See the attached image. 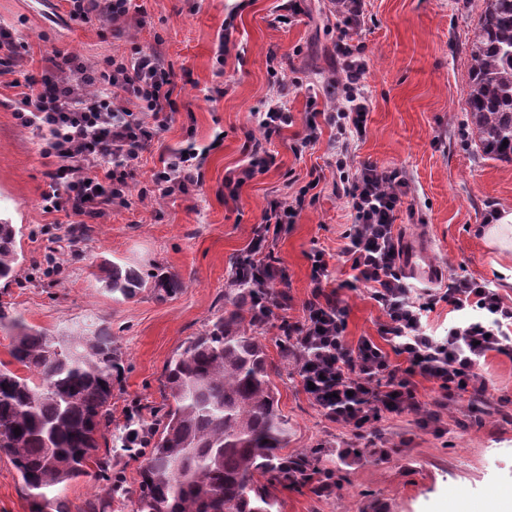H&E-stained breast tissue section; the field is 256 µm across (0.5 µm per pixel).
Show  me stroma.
Returning <instances> with one entry per match:
<instances>
[{"label": "stroma", "instance_id": "1", "mask_svg": "<svg viewBox=\"0 0 512 512\" xmlns=\"http://www.w3.org/2000/svg\"><path fill=\"white\" fill-rule=\"evenodd\" d=\"M144 23L129 19L124 38L98 24L70 19L64 0H0V27L12 30L29 52L30 72H40L51 48L98 68L132 45L158 48L176 73L180 94L175 120L144 154L136 175L149 185L164 150L188 141L207 147L199 190L188 198L134 203L79 228L78 239L57 252L54 270L44 253L57 236L61 217L44 212L40 194L49 161L35 133L14 117L18 88L0 77V217L22 229L23 264L16 280L0 281V304L26 324L49 331L75 325L110 326L125 352L120 393L112 417L159 409V381L168 361L224 311L231 268L246 250L267 199L293 195L317 180L316 199L306 202L298 224L270 238L273 258L287 270L289 320L304 316L311 297L309 254L324 250L333 284L341 285L349 314L345 339H378L383 320L365 290L344 288L349 269L338 252L351 222L345 199L333 192L336 131L321 134L294 155L293 129L273 137L277 163L226 200L225 180L246 158L256 112L273 96L274 79L290 90L286 106L305 121L309 97L333 105L337 90L333 0H299L291 23L278 20L283 0H135ZM481 0H365L366 24L357 39L367 65V133L352 141L355 160L397 168L409 178L413 207L396 221L408 243L428 247L429 261L443 278L472 277L512 302V250L489 244L483 234L489 210L512 214V163L479 152L466 122V47L476 31ZM233 19L238 45L217 60L218 35ZM278 55L268 63L269 52ZM145 273L176 274L182 289L156 300L150 291L115 299L103 279L112 265ZM490 392L482 410L449 402L440 432L421 428L414 415H390L377 430L355 438L330 421L303 389L298 376L275 383L288 420V450L318 449L316 464L341 468L344 478L325 491L313 485L279 486V512H441L465 506L476 512L488 495L512 492V356L490 354L481 365ZM140 481V461L125 455L99 479L83 478L64 491L74 512L107 498V512H132L130 492ZM126 487L112 495L113 483Z\"/></svg>", "mask_w": 512, "mask_h": 512}]
</instances>
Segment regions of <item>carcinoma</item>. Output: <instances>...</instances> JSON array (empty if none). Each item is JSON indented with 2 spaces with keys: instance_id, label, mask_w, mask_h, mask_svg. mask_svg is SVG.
I'll use <instances>...</instances> for the list:
<instances>
[{
  "instance_id": "obj_1",
  "label": "carcinoma",
  "mask_w": 512,
  "mask_h": 512,
  "mask_svg": "<svg viewBox=\"0 0 512 512\" xmlns=\"http://www.w3.org/2000/svg\"><path fill=\"white\" fill-rule=\"evenodd\" d=\"M467 124L484 155L512 162V0H482L475 38L467 44ZM16 228L0 223V280L22 264ZM153 293L165 300L181 281L154 273ZM146 287L134 268L112 265L105 288L130 299ZM260 300L288 305L273 283L258 288L230 277L224 314L187 341L167 364L160 392L163 413L145 425L133 416L112 426V398L121 390L123 351L107 326H77L55 335L26 325L0 305V330L10 334L11 360H0V456L16 468L31 512H71L65 487L112 468L120 452L148 449L133 512H274L278 485L336 482L333 469L315 467L313 452L288 447L266 351ZM283 361L308 362L314 353L288 336ZM21 429L15 434L14 429ZM112 433V453L99 438Z\"/></svg>"
}]
</instances>
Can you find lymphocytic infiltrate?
<instances>
[{"label": "lymphocytic infiltrate", "instance_id": "1", "mask_svg": "<svg viewBox=\"0 0 512 512\" xmlns=\"http://www.w3.org/2000/svg\"><path fill=\"white\" fill-rule=\"evenodd\" d=\"M338 2V105L312 109L298 142L303 147L316 142L321 125L336 129L342 147L336 155L333 189L345 199L352 217L339 250L350 270L346 284L364 285L384 320L379 340L363 337L356 345L347 344L349 307L332 285L325 251L317 250L308 256L311 298L303 319L289 323L288 333L316 352L305 373L313 384L309 397L331 401V420L361 437L387 415L414 414L426 428L439 422L450 400L486 401L487 384L479 367L489 353L512 355V303L473 278H455L421 293L405 281L396 220L411 192L410 182L400 169L351 160L348 145L365 136L369 114L362 85L365 63L355 42L364 22L363 0ZM67 3L71 19L109 27L116 38L123 36L132 8V0ZM22 47L11 31L0 28V60L23 78L15 118L21 128L39 132L41 155L55 161L41 193L45 212L62 214L71 224H92L129 208L133 200H170L200 186V153L191 145L169 152L150 186L139 189L134 184L143 153L158 143L175 110L174 73L159 50L137 46L90 70L73 54L55 49L35 76L27 70ZM286 94L285 86L277 85L276 101L259 113L260 133L248 138V161L226 181L230 196H237L256 173L275 165L267 144L294 124L284 103ZM304 199L299 193L268 200L244 257L237 261V277L259 287L285 279V269L266 253L267 242L285 225L297 223ZM441 303L459 314L443 337L428 334L424 322ZM420 378L438 388L428 409L417 397Z\"/></svg>", "mask_w": 512, "mask_h": 512}]
</instances>
